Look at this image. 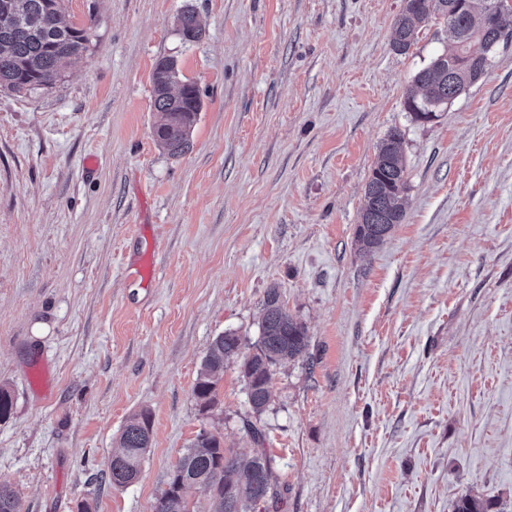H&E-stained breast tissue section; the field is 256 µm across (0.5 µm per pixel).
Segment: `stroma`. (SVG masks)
I'll return each instance as SVG.
<instances>
[{"label":"stroma","instance_id":"35a3bbf8","mask_svg":"<svg viewBox=\"0 0 512 512\" xmlns=\"http://www.w3.org/2000/svg\"><path fill=\"white\" fill-rule=\"evenodd\" d=\"M406 0H65L90 47L50 87L0 89V480L21 512H153L200 431L264 449L260 512H512V39L428 123L403 103L442 20L391 47ZM198 41L176 31L184 10ZM164 57L202 101L192 146L153 129ZM402 133V224L354 229ZM278 289L308 331L254 414L236 365L193 396L213 339L255 342ZM152 414L137 481L103 474ZM177 31L182 40L197 41L202 35V28L194 11L187 9L177 19Z\"/></svg>","mask_w":512,"mask_h":512}]
</instances>
